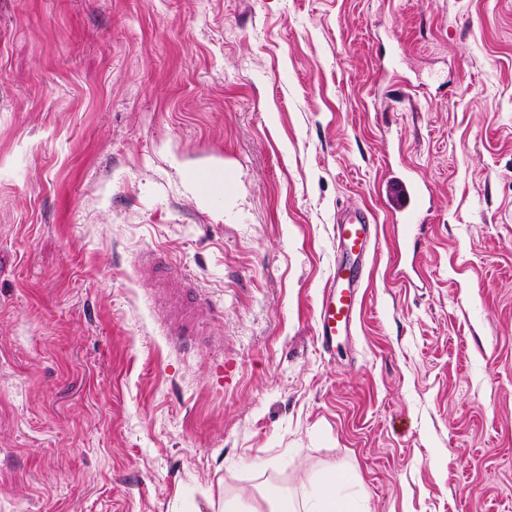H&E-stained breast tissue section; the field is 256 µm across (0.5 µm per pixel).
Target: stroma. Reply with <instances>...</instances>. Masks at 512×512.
<instances>
[{
    "label": "stroma",
    "instance_id": "1",
    "mask_svg": "<svg viewBox=\"0 0 512 512\" xmlns=\"http://www.w3.org/2000/svg\"><path fill=\"white\" fill-rule=\"evenodd\" d=\"M353 206L377 241L328 352ZM329 470L368 512H512V0H0V512ZM425 186L411 175H403L387 184L386 192L393 202L392 217L409 229L419 224L425 206ZM360 277H344L341 271L330 282L321 296L317 311V336L326 351L336 345L337 336L351 334L356 308L359 303Z\"/></svg>",
    "mask_w": 512,
    "mask_h": 512
}]
</instances>
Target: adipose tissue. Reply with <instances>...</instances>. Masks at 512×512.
Here are the masks:
<instances>
[{
	"instance_id": "obj_1",
	"label": "adipose tissue",
	"mask_w": 512,
	"mask_h": 512,
	"mask_svg": "<svg viewBox=\"0 0 512 512\" xmlns=\"http://www.w3.org/2000/svg\"><path fill=\"white\" fill-rule=\"evenodd\" d=\"M342 487V481L331 471L322 475L319 493L308 499L269 487L261 494L262 506L253 508L252 512H363L353 499L343 493Z\"/></svg>"
}]
</instances>
